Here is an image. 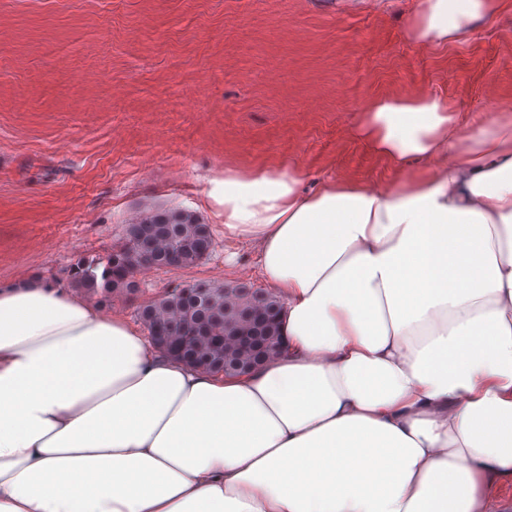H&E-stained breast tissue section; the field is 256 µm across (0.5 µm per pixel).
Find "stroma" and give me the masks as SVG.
<instances>
[{"mask_svg": "<svg viewBox=\"0 0 512 512\" xmlns=\"http://www.w3.org/2000/svg\"><path fill=\"white\" fill-rule=\"evenodd\" d=\"M418 0H0V284L68 286L128 224L178 207L210 224L199 265L144 269L101 302L135 320L177 284L262 287L208 202L226 169L293 165L305 190L389 172L350 128L374 97L433 94L462 125L512 104V0L470 36L414 42Z\"/></svg>", "mask_w": 512, "mask_h": 512, "instance_id": "obj_1", "label": "stroma"}]
</instances>
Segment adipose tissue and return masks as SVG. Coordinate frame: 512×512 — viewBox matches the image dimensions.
<instances>
[{
    "mask_svg": "<svg viewBox=\"0 0 512 512\" xmlns=\"http://www.w3.org/2000/svg\"><path fill=\"white\" fill-rule=\"evenodd\" d=\"M495 0H420L424 45ZM395 175L300 190L225 170L285 351L245 376L166 356L30 273L0 284V512H512V108L462 128L380 95L351 129Z\"/></svg>",
    "mask_w": 512,
    "mask_h": 512,
    "instance_id": "ef3b65f1",
    "label": "adipose tissue"
}]
</instances>
